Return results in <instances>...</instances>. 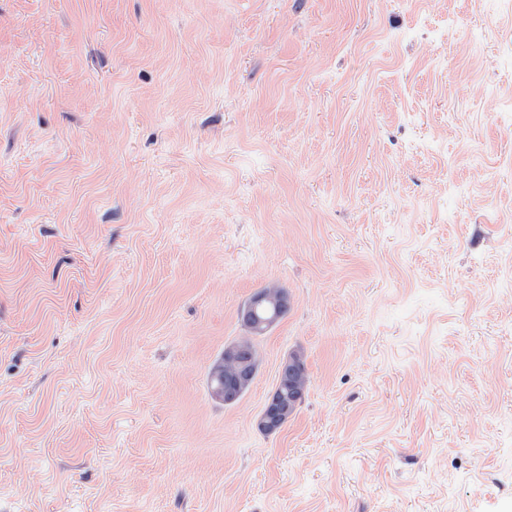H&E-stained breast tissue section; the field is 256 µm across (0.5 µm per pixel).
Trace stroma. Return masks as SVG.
Segmentation results:
<instances>
[{
    "label": "stroma",
    "mask_w": 512,
    "mask_h": 512,
    "mask_svg": "<svg viewBox=\"0 0 512 512\" xmlns=\"http://www.w3.org/2000/svg\"><path fill=\"white\" fill-rule=\"evenodd\" d=\"M0 512H512V0H0ZM290 303V298L286 291L278 299H273L268 296L264 289H261L255 292L247 305L240 309L239 318L247 330L260 336L278 322L281 311H286ZM261 311L266 312V317L259 315ZM287 313L288 311L284 312L282 318ZM244 348L246 349L253 358V363L256 368V373L258 369V359L257 352L254 348L252 339L248 337L243 338L239 341L231 343L224 347V353L221 355L220 359L213 365L210 371V389L215 385H218L219 381L224 379V374L233 371L236 368V360L231 355L232 351H236L237 349ZM239 357L240 366L238 371L228 380H225L224 385L222 382L219 393L224 397L232 398L243 386L252 383L254 380L255 371L251 365V357L248 354H240ZM309 384L310 376L307 371L306 365H304V371L297 373L294 379L287 377L285 380L282 381L277 380L275 388L277 387V385H279V388H281L283 392L286 393L284 387H288L289 389L294 387L300 390L301 392L307 394ZM288 409V399L284 398L280 391L276 389L269 396L260 414L258 423L260 430L263 431L265 434H275L279 432L283 428V426L288 422Z\"/></svg>",
    "instance_id": "obj_1"
}]
</instances>
